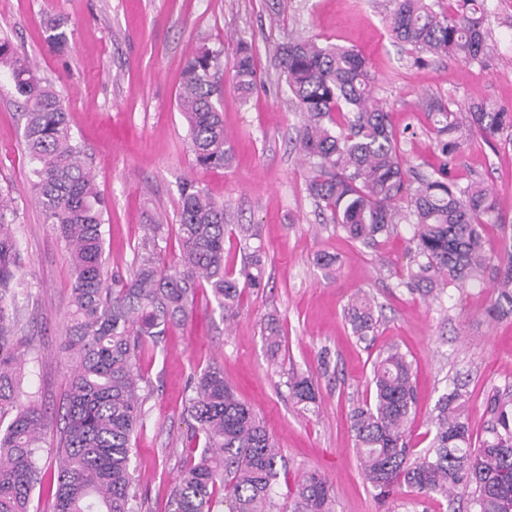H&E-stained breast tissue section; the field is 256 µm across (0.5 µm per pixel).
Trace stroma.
I'll return each instance as SVG.
<instances>
[{
	"instance_id": "obj_1",
	"label": "stroma",
	"mask_w": 512,
	"mask_h": 512,
	"mask_svg": "<svg viewBox=\"0 0 512 512\" xmlns=\"http://www.w3.org/2000/svg\"><path fill=\"white\" fill-rule=\"evenodd\" d=\"M391 0H0V38L37 65L70 115L107 202L105 257L112 271L133 262L146 225L163 224L165 264H175L180 185L191 177L224 204L225 260L239 268L238 227L254 224L267 253L264 292L246 294L237 317L225 322L209 291H199L188 321L148 345L140 365L149 381L143 424L132 438L138 512H170L171 493L191 448L187 406L193 379L215 364L239 399L263 421L286 462L276 487L289 507L295 482L319 471L331 485L334 512H448L441 497L397 496L380 504L360 471L348 412L366 395L379 351L407 352L416 372L417 406L410 432L414 448L428 447L430 417L452 380L466 383L471 424L481 434L484 399L512 381V316L490 319L489 288H450L440 299L411 294L405 285L406 244L412 234L367 248L324 223L306 189V168L293 143L302 124L284 76L273 67L279 45L301 35L361 51L375 76V91L396 129H410L402 144L405 167L421 172L437 164L425 99L438 97L466 112L488 99L512 105V0H490L495 47L484 64L452 58L419 61L411 46L389 32ZM65 23L70 48L53 51L47 23ZM252 43L259 82L240 99L224 75L218 104L232 139L233 159L223 169L194 168L187 123L177 91L190 49L224 52L232 62L236 40ZM24 121L5 68L0 67V193L18 208L28 297L26 331L39 351L25 364L26 391L47 412L39 465L50 471L64 426L71 365L60 351L70 301V259L64 241L32 200ZM460 183L480 179L496 196L502 223L486 228L487 247L512 242V144L473 138L457 167ZM338 258L334 273L316 263ZM379 306L372 342L358 341L343 309L355 290ZM277 313L284 342L267 352L260 323ZM313 376L315 413H300L290 397L292 373Z\"/></svg>"
}]
</instances>
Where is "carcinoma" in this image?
I'll list each match as a JSON object with an SVG mask.
<instances>
[{
  "instance_id": "carcinoma-1",
  "label": "carcinoma",
  "mask_w": 512,
  "mask_h": 512,
  "mask_svg": "<svg viewBox=\"0 0 512 512\" xmlns=\"http://www.w3.org/2000/svg\"><path fill=\"white\" fill-rule=\"evenodd\" d=\"M393 38L431 57L482 62L491 52L488 0H393ZM49 46L64 51V24L49 26ZM0 66L8 69L24 110V144L33 164L31 190L45 222L70 254V311L62 352L74 363L63 435L56 446L53 512H135L131 440L142 421L148 381L139 367L142 349L192 314L197 290L210 288L224 318H232L245 291L267 287L266 260L252 225H240L245 250L239 270L224 265V203L194 180L180 187L181 254L161 262L162 224L148 225L128 273H108L104 258L106 201L75 140L54 85L27 56L0 39ZM274 67L285 76L295 111L304 116L296 148L308 170L307 191L320 214L352 241L374 247L413 226L407 240L406 285L421 297L447 288L492 281V319L512 315V244L496 256L485 249V226L501 224L494 195L480 182L460 186L459 156L474 134L512 143V106L491 100L471 104L467 115L442 99L425 102L439 152L431 173H412L402 162L404 134L390 123L385 104L372 94L374 76L353 48L302 36L279 46ZM223 51L195 48L186 56L177 102L188 129L194 166L225 167L231 140L216 105L223 93ZM233 87L246 99L257 85L252 48L238 42ZM13 199L0 194V512H29L43 479L38 467L45 413L22 401L23 355L32 348L20 305L25 273L15 233ZM344 318L361 341L378 323L377 306L355 293ZM268 352L282 346L279 319L262 326ZM288 389L306 411L317 402L311 376L294 374ZM461 384L443 394L430 447L409 446L416 405L412 362L389 347L373 362L369 396L350 410L351 429L364 479L380 500L404 488L422 496L468 497L470 512H512V382L485 401L486 425L473 438ZM188 413L203 449L189 454L177 479L171 512H275V486L284 460L263 422L240 401L220 368L209 365L194 382ZM333 495L316 472L295 486L291 512H333Z\"/></svg>"
}]
</instances>
